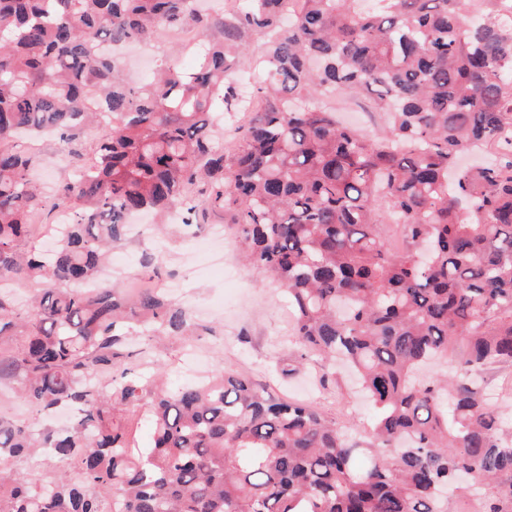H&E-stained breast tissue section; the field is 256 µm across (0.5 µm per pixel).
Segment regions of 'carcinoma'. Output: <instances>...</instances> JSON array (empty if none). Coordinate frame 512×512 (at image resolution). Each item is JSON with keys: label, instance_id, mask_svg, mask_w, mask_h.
I'll use <instances>...</instances> for the list:
<instances>
[{"label": "carcinoma", "instance_id": "obj_1", "mask_svg": "<svg viewBox=\"0 0 512 512\" xmlns=\"http://www.w3.org/2000/svg\"><path fill=\"white\" fill-rule=\"evenodd\" d=\"M201 2L0 0V383L39 415L75 410L40 431L0 417V512H512V418L481 377L512 368V0H300L288 19L280 0L215 15ZM160 24L198 28L195 71L164 61L129 80L110 47ZM254 34L260 106L223 147L215 113L240 106ZM335 96L369 98L382 131L339 124L319 106ZM47 132L92 158L55 190L70 220L50 254L30 234L45 201L26 147ZM484 149L493 161L456 168ZM140 212L197 230L228 217L293 309L299 355L276 370L316 359L326 386L343 361L373 425L350 436L229 367L174 390L139 371L129 327L197 330L166 296L101 277ZM32 282L20 311L11 286ZM437 357L453 371L421 378ZM134 412L155 428L144 451ZM44 448L55 466L39 478L3 467Z\"/></svg>", "mask_w": 512, "mask_h": 512}]
</instances>
